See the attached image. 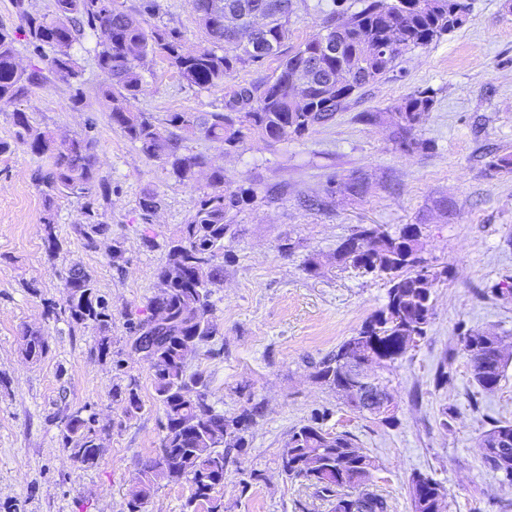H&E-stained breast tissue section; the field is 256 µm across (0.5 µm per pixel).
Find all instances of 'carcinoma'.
Instances as JSON below:
<instances>
[{
  "label": "carcinoma",
  "instance_id": "1",
  "mask_svg": "<svg viewBox=\"0 0 512 512\" xmlns=\"http://www.w3.org/2000/svg\"><path fill=\"white\" fill-rule=\"evenodd\" d=\"M297 0H191L202 34L193 50L185 48L182 33L174 28L148 25L155 0H145L134 15L117 0H54L49 13L32 12L25 0H14L24 22V33L34 50L49 47L52 56L45 68H24L16 39L0 29V105L21 101L30 89L51 74L69 83L78 78L71 47L82 35L83 26L97 31V61L104 76L102 96L112 123L139 145L140 151L168 168L177 179L190 181L195 170L209 166L204 155L184 153V141L197 135L217 141L230 152L250 138L279 142L303 136L314 127L343 112L360 89L393 71L403 55L423 48L443 34L462 28L469 19L467 0H369L360 9L334 0L336 9L321 19V31L312 39L283 55L289 24ZM269 18L265 29L252 27V18ZM237 19L236 26L224 25V16ZM341 46V54L319 52L323 41ZM167 59L183 81L198 89L224 87V79L237 67L277 58L274 74L260 84L239 87L223 112H172L166 125L134 109L142 91L143 71L153 58ZM344 67L350 81L336 87V69ZM300 71L309 79L310 93L303 100L291 97L288 79ZM433 105L425 91L405 97L391 110L395 115L394 136L400 148L420 145L414 132ZM13 142L0 141V154L12 146H24L42 157L32 180L44 197L42 218L48 251L57 246L52 214L59 196L85 199L104 184L100 176L95 142L87 134L56 138L33 127L27 112L13 111ZM211 191L203 193L188 219L182 237L172 242L165 266L157 273V293L150 303L151 315L135 327V337L152 336L149 361L154 390L165 417L160 446L152 457L140 462L139 479L127 503L128 512H141L160 482L191 484L192 493L183 512H217L213 493L224 486L229 448L245 447V433L261 415L255 403L241 412L226 415L208 402V384L199 373H187L186 350L205 345L215 334L209 285L223 277L224 238L232 232L235 217L257 197L255 188H231L224 170L210 174ZM162 205L153 191L143 192L142 211L151 215ZM88 229H79L87 245L108 230L91 209L83 212ZM422 231L417 224L403 226L395 235L376 224L359 227L336 249L338 263L379 273L388 283L386 303L358 331L362 340L352 348L349 337L318 365L315 378L332 389L352 388L340 361L359 355L374 360L384 369L406 354L407 336L426 335L433 315L432 289L439 274L429 270L423 257ZM64 314L70 325L97 326L102 336L101 354L109 352L106 332L112 315L98 293L93 278L74 270L63 278ZM162 312V325H153V314ZM48 340L39 328L28 327L22 336L24 356L43 358ZM464 354L475 352L479 364L471 366L476 384L484 390L499 385L512 360L506 337L496 333H469ZM65 449L81 468L98 464L103 448L93 419L72 415L65 426ZM479 446L489 449L485 464L512 479V424H497L485 431ZM284 472L309 484L315 494L331 504V512H389L385 497L369 489L372 458L357 447L347 432H331L318 423L303 424L288 434L282 453ZM412 512H443L445 495L441 485L421 473L409 481Z\"/></svg>",
  "mask_w": 512,
  "mask_h": 512
}]
</instances>
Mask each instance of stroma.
<instances>
[{
	"label": "stroma",
	"instance_id": "35a3bbf8",
	"mask_svg": "<svg viewBox=\"0 0 512 512\" xmlns=\"http://www.w3.org/2000/svg\"><path fill=\"white\" fill-rule=\"evenodd\" d=\"M157 2L152 23L178 29L186 48H194L199 30L189 0ZM470 3L465 26L406 53L347 110L303 137L250 140L230 153L203 137L187 143L189 153L222 167L231 187L259 190L224 240V276L211 287L217 333L187 360L189 371L206 377L216 411L264 405L245 446L228 456L224 485L214 494L224 512H331L282 467L289 432L317 414L324 429L349 432L372 457V488L390 512H412L408 484L416 473L445 488L446 512H512V480L489 469L477 445L494 424L512 422V363L487 392L461 351L462 337L473 330L512 341V173L495 166L512 154V0ZM332 7L333 0H300L289 45L315 35ZM97 38L86 30L71 48L80 68L76 85L52 78L19 103L38 129L91 133L110 187L105 197L56 201L55 251L45 245L44 199L31 180L38 157L20 146L0 155V512H127L139 462L155 453L162 436L153 374L131 342L149 314L168 244L180 236L207 180L177 181L113 125L102 104ZM277 65L269 58L240 67L223 88L201 91L157 58L135 107L160 124L172 112L220 111L238 87L262 81ZM417 90L430 92L433 107L415 132L419 148L404 151L388 113ZM361 112L383 118L365 125L356 119ZM358 175L369 190L353 196L343 184ZM149 189L159 192L162 206L147 216L138 200ZM305 196L329 205L302 207ZM443 199L444 212L437 207ZM88 207L110 227L91 248L76 230ZM362 224L389 233L421 225L427 262L441 274L419 347L381 371L397 404L393 425L351 410L314 378L317 363L386 302L382 277L333 258ZM288 242L292 252L282 253ZM116 245L122 256L114 260ZM310 259L319 263L317 274L304 269ZM76 266L92 275L112 313L108 354L98 352V329L73 328L47 313L48 305L63 307L62 279ZM27 327L48 337L40 360L22 353ZM441 368L448 373L442 384ZM131 382L143 404L133 416L113 394ZM77 412L93 418L104 448L91 468L74 464L63 446L65 424Z\"/></svg>",
	"mask_w": 512,
	"mask_h": 512
}]
</instances>
